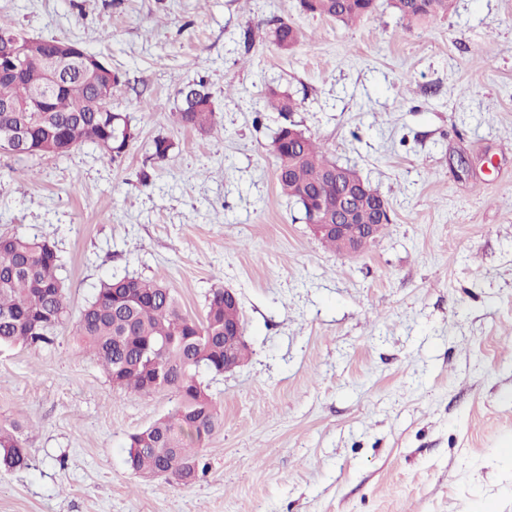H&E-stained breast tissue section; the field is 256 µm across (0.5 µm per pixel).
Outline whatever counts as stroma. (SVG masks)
Wrapping results in <instances>:
<instances>
[{
    "instance_id": "1",
    "label": "stroma",
    "mask_w": 512,
    "mask_h": 512,
    "mask_svg": "<svg viewBox=\"0 0 512 512\" xmlns=\"http://www.w3.org/2000/svg\"><path fill=\"white\" fill-rule=\"evenodd\" d=\"M1 22L118 71L137 139L116 163L0 152V235L53 244L74 318L115 277L165 281L196 318L224 284L250 353L205 377L224 422L176 487L126 448L174 394L114 387L68 325L0 348V420L26 418L29 453L0 512H512V0L411 25L379 0L349 26L298 0H0ZM200 79L215 134L175 119ZM272 87L388 201L364 251L326 247L280 192ZM273 40L282 50H290L300 40L298 29L291 23L279 20L272 30Z\"/></svg>"
}]
</instances>
